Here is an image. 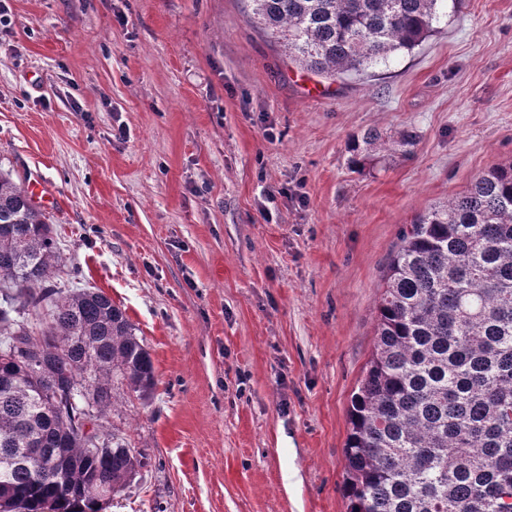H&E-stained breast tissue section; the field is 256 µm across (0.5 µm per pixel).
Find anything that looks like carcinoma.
Segmentation results:
<instances>
[{"label": "carcinoma", "mask_w": 512, "mask_h": 512, "mask_svg": "<svg viewBox=\"0 0 512 512\" xmlns=\"http://www.w3.org/2000/svg\"><path fill=\"white\" fill-rule=\"evenodd\" d=\"M306 69L385 64L435 32L441 0H252ZM375 130L350 144L359 167ZM53 225L0 173V499L9 512H106L145 466L106 425L156 386L103 291L57 282ZM372 357L348 410L347 512H512V161L402 229ZM47 309V317L41 310Z\"/></svg>", "instance_id": "carcinoma-1"}]
</instances>
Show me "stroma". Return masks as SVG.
<instances>
[{"mask_svg":"<svg viewBox=\"0 0 512 512\" xmlns=\"http://www.w3.org/2000/svg\"><path fill=\"white\" fill-rule=\"evenodd\" d=\"M438 28L329 78L250 0H0V170L50 187L59 281L111 297L155 368L109 416L147 465L107 512H346L399 233L512 159V0ZM371 129L391 147L355 170ZM380 140L381 136L376 130L365 132L361 137V141L358 138H354L350 144V152H352L350 159L351 164L354 167L361 166L370 151H375L378 146H380L379 148L382 147V144L379 143Z\"/></svg>","mask_w":512,"mask_h":512,"instance_id":"1","label":"stroma"}]
</instances>
